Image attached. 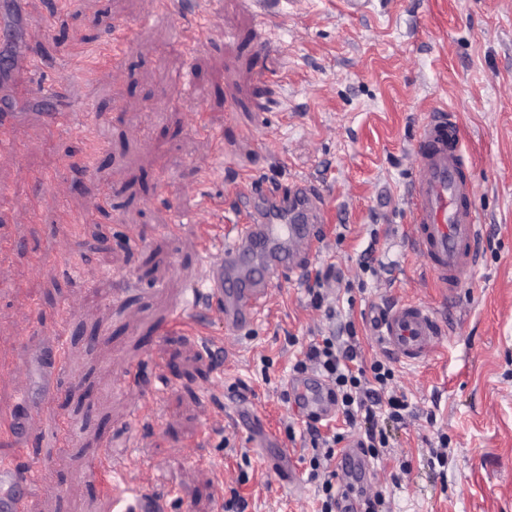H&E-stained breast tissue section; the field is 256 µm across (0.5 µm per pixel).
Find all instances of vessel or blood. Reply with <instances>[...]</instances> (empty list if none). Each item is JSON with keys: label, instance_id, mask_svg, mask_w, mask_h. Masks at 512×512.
<instances>
[{"label": "vessel or blood", "instance_id": "obj_1", "mask_svg": "<svg viewBox=\"0 0 512 512\" xmlns=\"http://www.w3.org/2000/svg\"><path fill=\"white\" fill-rule=\"evenodd\" d=\"M413 151L409 239L441 294L450 299L457 285L475 272L482 234L458 121L444 110L430 113L419 127ZM224 205L237 218L207 227L206 285L192 289L191 310L176 314V325L201 327L202 317L217 310L227 331L246 326L269 303L273 278L304 271L323 242V194L313 183H299L292 196L284 197L245 174L226 193ZM372 319L374 339L404 363L427 359L448 332L446 322L422 302L375 308ZM288 389L309 414L322 420L334 417L330 386L317 373L292 377ZM338 460L342 476L363 471L354 446L342 448ZM41 469L38 463L22 468L15 460H0V512H25L19 488L36 483ZM103 484L113 512H167L164 500L146 493L121 470L105 469Z\"/></svg>", "mask_w": 512, "mask_h": 512}]
</instances>
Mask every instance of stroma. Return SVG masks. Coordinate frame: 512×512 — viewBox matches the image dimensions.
Segmentation results:
<instances>
[{"label": "stroma", "instance_id": "1", "mask_svg": "<svg viewBox=\"0 0 512 512\" xmlns=\"http://www.w3.org/2000/svg\"><path fill=\"white\" fill-rule=\"evenodd\" d=\"M273 2L274 30L255 0H209L202 14L195 0L164 15L150 0H23L0 12V92L21 145L0 156L12 194L0 239L14 243L0 252V365L30 372L27 428L0 441V458L46 463L26 512H109L91 468L103 456L168 512H226L235 491L247 512H316L307 417L288 380L325 322L308 283L329 272L340 277L329 300L353 322L364 362L386 356L369 332L372 305L413 300L448 317L427 360L392 361L390 387L414 415L378 420L389 445L361 487L387 512H512V0H371L355 15L336 0ZM40 18L50 37L34 28ZM107 37L122 54L117 87L97 58ZM74 43L89 59L72 71ZM29 55L41 69L25 67ZM57 79L69 96L48 95ZM438 109L459 121L483 226L477 273L448 307L407 237L413 140ZM65 111L73 128L43 118ZM87 121L98 139L80 135ZM203 167L217 197L239 171L286 194L314 182L329 214L306 276L275 280L260 321L229 333L210 317L219 348L169 326L206 270L198 235L209 207L193 191ZM52 188L69 220L35 208ZM74 295L80 305L66 309ZM35 330L65 348L49 406L39 355L22 348ZM60 424L71 429L64 446Z\"/></svg>", "mask_w": 512, "mask_h": 512}]
</instances>
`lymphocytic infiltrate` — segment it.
<instances>
[{
    "label": "lymphocytic infiltrate",
    "instance_id": "f902f5d3",
    "mask_svg": "<svg viewBox=\"0 0 512 512\" xmlns=\"http://www.w3.org/2000/svg\"><path fill=\"white\" fill-rule=\"evenodd\" d=\"M312 295L315 308L324 309L332 327L328 336L308 346L295 368L300 372H320L332 384L344 423L353 426L361 420L366 424L364 436L358 442L362 454L378 457L381 448L386 447L387 439L376 425L377 415L382 413L388 419L403 422L410 414L408 400L405 395L389 391L393 371L386 363L376 360L367 367L358 363L353 322L337 321L335 308L325 306L320 289H313ZM307 432L312 447V477L318 482V512H341L343 502L348 501L354 491L353 484L338 480L336 446L342 437L336 433L322 434L313 424L308 425Z\"/></svg>",
    "mask_w": 512,
    "mask_h": 512
}]
</instances>
